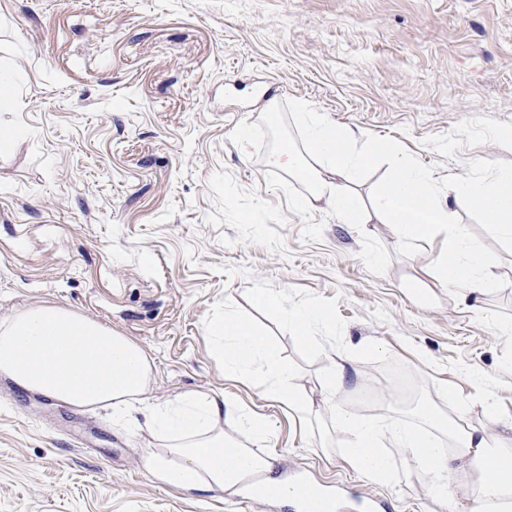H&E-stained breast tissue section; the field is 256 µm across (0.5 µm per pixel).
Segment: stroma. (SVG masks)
Here are the masks:
<instances>
[{"label": "stroma", "mask_w": 512, "mask_h": 512, "mask_svg": "<svg viewBox=\"0 0 512 512\" xmlns=\"http://www.w3.org/2000/svg\"><path fill=\"white\" fill-rule=\"evenodd\" d=\"M1 71L17 102L0 108L13 134L0 149V319L72 309L145 351L146 403L217 391L225 435L242 411L266 422L242 445L281 472L394 512H470L464 493L429 496L430 473L402 449L387 450L389 478L352 469L335 413L445 445L459 409L512 433V240L446 194L512 169V0H0ZM300 102L428 168L489 285L448 283L444 232L412 244L374 218L345 223L335 200L305 208L309 180L268 162L287 147L307 156ZM308 305L328 322L305 338L280 309ZM228 312L292 368L309 411L225 372L207 328ZM337 361L347 376L329 393ZM154 445L111 410L0 377V512H280L260 493L159 482L144 466Z\"/></svg>", "instance_id": "stroma-1"}]
</instances>
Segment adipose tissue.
Here are the masks:
<instances>
[{"label": "adipose tissue", "mask_w": 512, "mask_h": 512, "mask_svg": "<svg viewBox=\"0 0 512 512\" xmlns=\"http://www.w3.org/2000/svg\"><path fill=\"white\" fill-rule=\"evenodd\" d=\"M306 140L315 156L303 169L312 183L306 206L323 196L342 201L348 223L364 224L377 217L396 225L405 239L419 243L436 227L448 228V252L443 270L449 281L475 287L488 285L484 259L456 224L454 212L441 206L431 173L387 142L363 148L354 137L326 118L298 107ZM386 158L390 178L371 199L370 211L348 201L346 182L356 179L372 158ZM504 235H512V171L488 178L464 179L452 187ZM226 372L247 376L266 385L271 396L306 408L291 385L293 373L266 342L233 314L209 328ZM151 373L143 350L128 337L103 324L55 305H36L0 320V375L18 388L64 403L111 409L122 423L145 413L146 428L158 450L148 451L145 464L160 482L201 490H223L239 475L256 467H271L224 435L223 394L185 392L175 398L145 404L142 396ZM337 426L352 437L349 464L374 477L388 476L390 462L382 450L383 426L340 412ZM451 448L438 447L411 429L393 430L398 447L406 449L420 467L430 470L432 498L448 500L450 484H459L469 496L473 512L512 500V446L486 429L466 422L463 413L448 421Z\"/></svg>", "instance_id": "obj_1"}]
</instances>
